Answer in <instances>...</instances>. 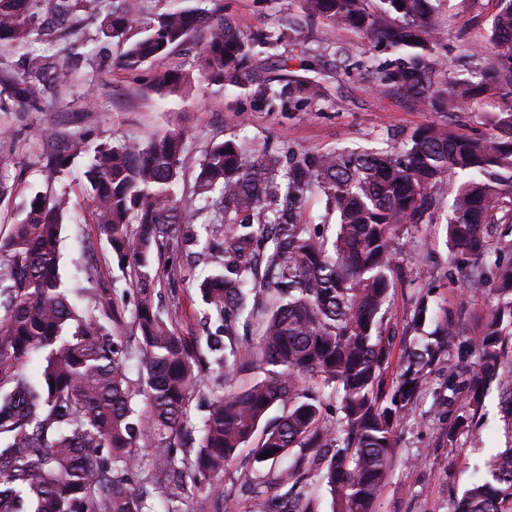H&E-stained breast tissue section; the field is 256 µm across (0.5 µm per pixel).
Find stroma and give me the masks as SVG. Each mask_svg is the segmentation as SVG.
<instances>
[{
	"mask_svg": "<svg viewBox=\"0 0 512 512\" xmlns=\"http://www.w3.org/2000/svg\"><path fill=\"white\" fill-rule=\"evenodd\" d=\"M225 18L243 33L271 30L283 33L280 47L290 55L295 45L316 49L331 44L334 52L345 49L349 62L375 55L373 71L344 72L336 58L328 56L333 69L321 81V94L289 106L283 112L256 109L245 90L194 79L175 94L153 90L155 70L180 65L198 52L205 30L166 57L145 65L137 74L113 68L112 59L100 53L99 23L87 19L74 39L83 42V57L70 62L72 83L66 95L48 112H0V155L9 156L10 166L1 176L13 192L0 204V235L7 234L30 196L53 189L70 200L60 243V271L69 287L85 286L83 266L95 257L110 267L118 293H132L126 273L113 267L109 246L98 232L91 208L82 195L86 159L71 155L73 139L88 146L128 138L149 141L154 136L177 130L184 134V198H191L195 170L209 144L235 139L247 150L269 149L286 157L307 150L325 152L361 148L381 152L402 148L415 129L442 121L440 113L413 106L385 95L380 86L388 51H374L362 35L346 29H327L321 23L289 15L282 0H219ZM496 10L495 0H441L440 25L436 33V54L455 59L460 41L485 34ZM52 153L67 162V170L50 178L43 157ZM397 262L403 278L391 292L385 326L396 336V348L413 338L411 319L420 292L431 291L430 315L458 323L464 337L480 335L485 319L498 296L489 288L468 290L464 285L467 264L450 258L447 231L442 224H410L399 227ZM207 267L183 268L177 285L161 280L158 290L164 307L177 311V327L183 335L202 333L203 305L198 284L208 275ZM448 375L432 374L417 406L398 428V451L408 465L395 467L381 490L376 512H448L454 497L460 496L477 477L475 465L512 445V420L508 419L497 388L484 399L483 420L461 435L455 445L441 439V428L465 402L457 395L452 402L438 404L436 395ZM253 370L225 378L214 371L204 379V389L190 404L187 434L200 439L201 420L212 393L242 389L261 380ZM213 497L227 498L234 512H261L262 501L277 500L288 491L278 473L269 465L255 463L250 448H241L235 461L213 478Z\"/></svg>",
	"mask_w": 512,
	"mask_h": 512,
	"instance_id": "stroma-1",
	"label": "stroma"
}]
</instances>
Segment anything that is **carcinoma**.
<instances>
[{
  "mask_svg": "<svg viewBox=\"0 0 512 512\" xmlns=\"http://www.w3.org/2000/svg\"><path fill=\"white\" fill-rule=\"evenodd\" d=\"M285 0L328 27L354 30L393 59L385 91L453 115L488 94L502 110L488 131L470 136L445 122L415 130L399 151L295 152L286 161L260 152L248 161L235 139L215 142L200 161L195 201L179 193L185 137L171 131L142 143L101 145L86 167L92 217L112 259L129 270L133 308L110 287L109 269L85 268L88 288L65 287L58 245L69 201L38 192L11 232L0 237V512H167L197 496L231 465L257 430L258 463L288 461L301 474L320 453L316 480L327 487L332 512H374L383 483L398 462L397 429L415 408L433 367L448 365L446 386L459 394L451 351L473 357L478 378L496 381L512 414V260H493L489 229L512 224V0H496L487 35L463 46L468 76L436 80L433 57L437 0ZM100 18L114 64L129 73L166 56L197 28L208 39L190 68L155 72L153 88L173 94L192 73L245 90L268 112L319 93L320 82L290 73L285 83L261 75L279 56L283 34L244 35L206 9L159 15L139 0H0V45L20 46L64 32L84 13ZM66 63L28 57L0 70V108L43 112L63 97ZM316 193L336 214L333 233L301 219ZM446 220L451 258L473 259L468 289L495 286L501 301L479 336L462 342L461 326L433 329L402 348L395 384L386 388L394 336L383 321L399 278L395 231L401 224ZM176 224H198L179 253L216 269L199 284L212 325L206 341L172 326L156 302V258ZM270 293L271 304L250 301ZM428 295L415 302L421 329ZM256 321L258 336L244 351L224 338L240 321ZM35 375L26 372L33 358ZM142 367L132 378L126 364ZM229 377L253 366L265 377L242 391L214 395L202 418L196 449H185L183 418L203 372ZM331 389L338 415L322 414ZM279 414L269 417L272 408ZM480 408L479 387L442 427L454 444ZM272 456L262 459V455ZM149 456L152 467L141 468ZM191 481L183 480V472ZM451 512H512V445L485 464V474L454 501Z\"/></svg>",
  "mask_w": 512,
  "mask_h": 512,
  "instance_id": "cac0c4a2",
  "label": "carcinoma"
}]
</instances>
